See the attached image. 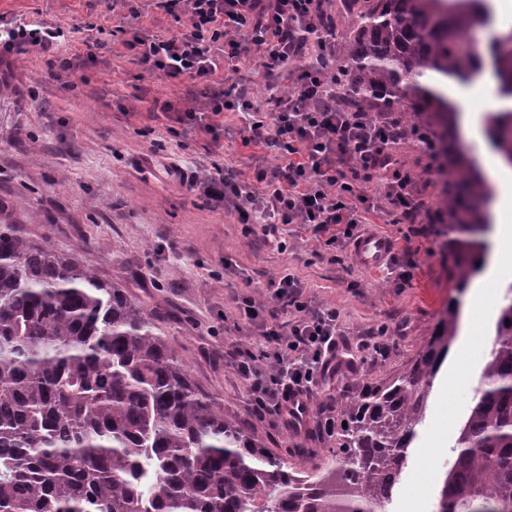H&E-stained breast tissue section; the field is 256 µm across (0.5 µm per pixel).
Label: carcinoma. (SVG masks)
I'll return each instance as SVG.
<instances>
[{
  "instance_id": "obj_1",
  "label": "carcinoma",
  "mask_w": 512,
  "mask_h": 512,
  "mask_svg": "<svg viewBox=\"0 0 512 512\" xmlns=\"http://www.w3.org/2000/svg\"><path fill=\"white\" fill-rule=\"evenodd\" d=\"M490 0H341L356 27L324 62L349 112L405 114L404 143H433L437 210L468 286L488 249L490 191L448 143L452 112L429 80L494 61L512 98V28L482 47ZM486 133L512 165V110ZM436 512H512V285ZM421 353L357 390L335 460L284 469L190 380L144 308L73 253L0 227V512H385L432 382L457 336L450 305Z\"/></svg>"
}]
</instances>
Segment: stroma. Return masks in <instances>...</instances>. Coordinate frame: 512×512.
Returning a JSON list of instances; mask_svg holds the SVG:
<instances>
[{
  "mask_svg": "<svg viewBox=\"0 0 512 512\" xmlns=\"http://www.w3.org/2000/svg\"><path fill=\"white\" fill-rule=\"evenodd\" d=\"M139 7L136 20L125 9L109 10L106 0H0L5 20L61 27L72 51L85 58L78 69L63 72L31 53L19 61L12 82L0 86V221L54 251L76 253L99 278L123 288L144 305L205 395L288 469L313 471L332 459L334 438L324 424L340 419L347 396L397 376L448 305L465 304L448 227L439 225L424 238L404 224L361 225L358 234L380 235L391 246L381 266L368 267L355 259L352 245H326L299 224L283 226L287 248L279 250L261 225L241 223L205 206L198 193L181 190L164 165L190 174L224 161L249 182L257 166L281 161L261 147L243 146L240 113H225L219 148L210 135L150 115L153 99L177 102L197 88L150 71L122 36L109 35L116 21L166 37L183 33L182 23L152 0H140ZM90 22L104 29L91 60ZM397 159L434 202L442 183L429 172L427 152L406 147ZM286 274L304 283L311 305L340 314L334 369L315 387L298 432L275 413L255 411L252 381L237 368L249 356L266 367L264 334L283 321L271 283ZM246 297L266 303L250 324L239 312ZM497 318V312L476 310L474 342L463 358L440 367L391 512L436 506Z\"/></svg>",
  "mask_w": 512,
  "mask_h": 512,
  "instance_id": "1",
  "label": "stroma"
}]
</instances>
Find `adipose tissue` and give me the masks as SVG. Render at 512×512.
Listing matches in <instances>:
<instances>
[{
  "mask_svg": "<svg viewBox=\"0 0 512 512\" xmlns=\"http://www.w3.org/2000/svg\"><path fill=\"white\" fill-rule=\"evenodd\" d=\"M435 86L453 104L461 138L478 145L485 178L496 189L491 202L496 223L495 245L484 261L481 280L472 283L467 300L468 308H480L486 304V283L497 279L502 267L512 263V167L493 149L486 135L485 119L471 108L466 87L443 78L436 80Z\"/></svg>",
  "mask_w": 512,
  "mask_h": 512,
  "instance_id": "1",
  "label": "adipose tissue"
}]
</instances>
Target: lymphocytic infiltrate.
I'll return each instance as SVG.
<instances>
[{"label":"lymphocytic infiltrate","mask_w":512,"mask_h":512,"mask_svg":"<svg viewBox=\"0 0 512 512\" xmlns=\"http://www.w3.org/2000/svg\"><path fill=\"white\" fill-rule=\"evenodd\" d=\"M166 14L182 18L183 34L163 38L132 28L126 49L172 79L208 86L203 100L163 102V114L207 132L213 143L224 135L225 112L240 111L247 122L242 141L262 146L282 166L257 169L253 182L239 180L233 167L218 165L200 175H171L213 208L255 218L272 235L281 224H301L324 234L329 244L353 238L359 225L377 217L387 224L426 225L433 215L411 175L401 173L396 150L405 129L396 114L374 122L365 112L336 108V83L321 67L335 56V31L325 29V0H154ZM52 57L62 70L82 61L66 48L63 30L35 24H0V83L13 74L18 56L29 51ZM253 51L256 70L270 91L264 102L248 99L235 81L244 51ZM291 86L281 87L287 70ZM224 82H217V72ZM303 283L282 277L272 294L292 315L267 333L263 351L272 368L244 361L257 408L274 404L289 422L303 418L313 385L325 376L336 348L339 314L303 298Z\"/></svg>","instance_id":"lymphocytic-infiltrate-1"}]
</instances>
